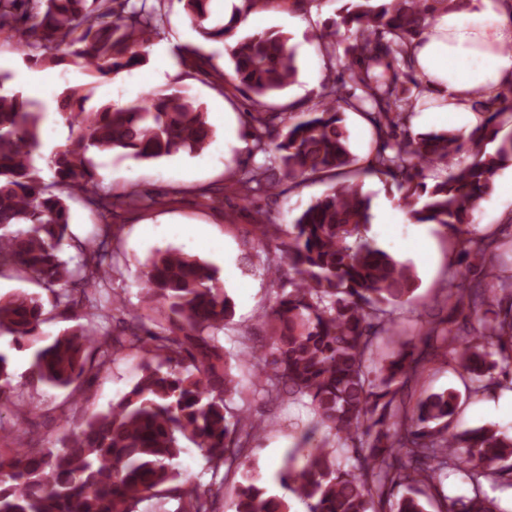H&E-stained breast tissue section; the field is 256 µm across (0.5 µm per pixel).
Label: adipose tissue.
Returning <instances> with one entry per match:
<instances>
[{"label": "adipose tissue", "instance_id": "1", "mask_svg": "<svg viewBox=\"0 0 512 512\" xmlns=\"http://www.w3.org/2000/svg\"><path fill=\"white\" fill-rule=\"evenodd\" d=\"M501 0H470L467 11H440L416 38V69L438 107L424 111L428 123L476 124L474 89L495 96L512 77V23Z\"/></svg>", "mask_w": 512, "mask_h": 512}]
</instances>
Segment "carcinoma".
I'll return each instance as SVG.
<instances>
[{
  "label": "carcinoma",
  "mask_w": 512,
  "mask_h": 512,
  "mask_svg": "<svg viewBox=\"0 0 512 512\" xmlns=\"http://www.w3.org/2000/svg\"><path fill=\"white\" fill-rule=\"evenodd\" d=\"M181 2L204 40L235 37L226 47L232 80L255 105L248 153L274 154L271 163L232 175L242 200L290 192L312 178L334 179L352 167L357 176L390 182L415 222L456 235L448 314L379 364L382 340L396 335L391 308L408 301L418 284L409 263L367 236L371 198L358 183L341 181L302 208L286 231L260 216L257 243H278L281 261L270 274L288 273L291 290L266 314L268 343L251 353L252 399L306 398L316 415L281 469L280 486L307 502L309 512H506L483 483L512 486V435L493 425L449 431L457 396L446 390L421 397L411 409L403 399L440 357L469 375L475 395L512 385V224L492 233L469 230L477 201L512 161V99L474 90L485 111L468 132L410 127L423 94L415 38L440 9L465 11L469 0H346L315 34L339 75L288 125L266 98L295 82L289 36L275 29L235 32L268 0H244L227 21L213 15L211 0ZM165 22L164 0H0V34L17 39L29 66L67 60L101 77L144 63L143 48ZM204 59L199 46L179 49L186 69L201 68ZM3 89L0 77V277L32 278L51 300L47 306L41 295L24 291L0 296V340L22 351L40 341L50 321L87 319L35 351L30 377L53 388L97 379L125 351H141L146 361L138 381L108 410L88 415L58 446L42 448L22 428L36 406L21 404L9 356L0 351V413L13 417L8 428L0 422V441L11 446L10 454H0V512H214L225 476L265 430L248 413L247 398L238 414L228 415L227 398L242 394L219 341L232 301L216 270L170 250L141 279L143 312L126 313L109 286L120 226L95 224L81 239L67 205L81 194L104 217L176 202L135 188L101 191L87 154L120 151L158 160L198 153L212 138L206 112L178 89L88 110L82 87L67 86L56 98L57 111L80 135L52 158L47 182L36 162L45 108ZM348 112L372 129L373 146L363 158L349 145ZM496 139L495 152L482 150L484 141ZM434 169L447 174L429 184ZM489 346L499 357L495 363L487 361ZM322 427L352 443L349 468L337 464ZM186 441L207 460L205 485L179 483ZM450 472L467 478L472 496L445 495L442 479ZM242 479L231 512H290L285 497L269 493L258 476ZM389 486L407 493L393 502L385 496Z\"/></svg>",
  "instance_id": "cac0c4a2"
}]
</instances>
